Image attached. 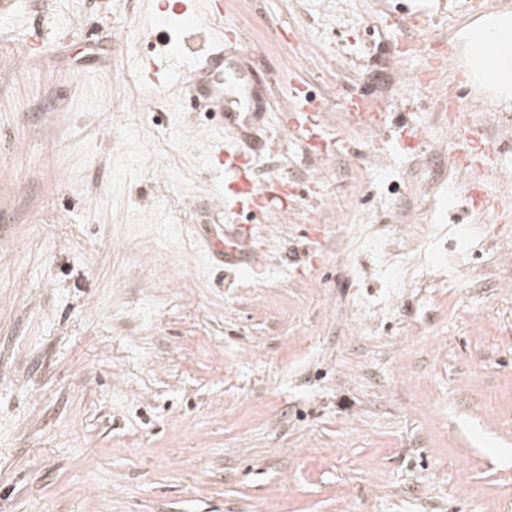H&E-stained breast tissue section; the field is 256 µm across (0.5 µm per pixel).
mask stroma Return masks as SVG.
Returning a JSON list of instances; mask_svg holds the SVG:
<instances>
[{"mask_svg":"<svg viewBox=\"0 0 512 512\" xmlns=\"http://www.w3.org/2000/svg\"><path fill=\"white\" fill-rule=\"evenodd\" d=\"M156 0H0V512H512V222L471 221L430 90L458 0H224L274 75L248 135L274 209L243 214L263 269L227 274L209 239L223 130L148 83ZM306 87L322 156L277 116ZM365 96L416 147L351 120ZM500 149L512 214V99L461 91ZM432 224L435 279L390 288L336 229Z\"/></svg>","mask_w":512,"mask_h":512,"instance_id":"1","label":"stroma"}]
</instances>
